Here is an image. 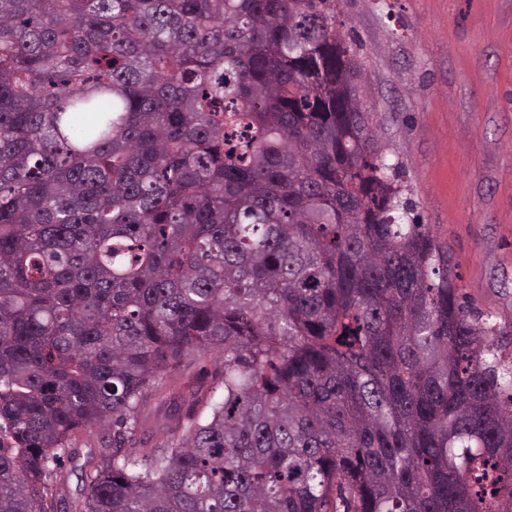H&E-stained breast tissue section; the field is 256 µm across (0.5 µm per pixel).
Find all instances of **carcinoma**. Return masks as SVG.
Segmentation results:
<instances>
[{"label":"carcinoma","mask_w":512,"mask_h":512,"mask_svg":"<svg viewBox=\"0 0 512 512\" xmlns=\"http://www.w3.org/2000/svg\"><path fill=\"white\" fill-rule=\"evenodd\" d=\"M365 81L336 0H0V512H512V325ZM200 366L190 365L171 378L168 385L153 392L142 406L139 437L144 447L153 448L178 430L181 417L194 403L196 393H209L213 380L199 373ZM109 435V432L102 428H95L92 432L85 434L75 448L77 464L81 465L88 457L97 454L98 449L108 443ZM64 470L68 478L63 484L58 485L56 496L68 500L69 498L76 497L84 484L81 482L80 467H73L71 463L66 462Z\"/></svg>","instance_id":"obj_1"}]
</instances>
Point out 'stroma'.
Returning a JSON list of instances; mask_svg holds the SVG:
<instances>
[{
  "mask_svg": "<svg viewBox=\"0 0 512 512\" xmlns=\"http://www.w3.org/2000/svg\"><path fill=\"white\" fill-rule=\"evenodd\" d=\"M336 27L365 62L379 143L414 215L473 305L512 323V0H337ZM212 385L191 365L153 392L144 447L176 432ZM108 441L101 428L84 435L57 497L77 496L80 464Z\"/></svg>",
  "mask_w": 512,
  "mask_h": 512,
  "instance_id": "obj_1",
  "label": "stroma"
}]
</instances>
